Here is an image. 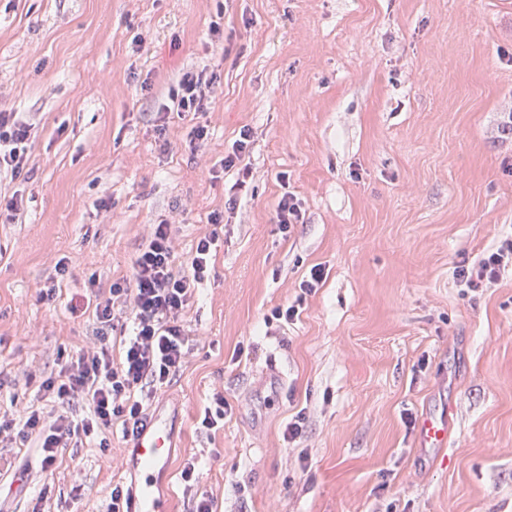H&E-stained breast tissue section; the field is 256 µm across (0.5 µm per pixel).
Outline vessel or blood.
<instances>
[{
  "label": "vessel or blood",
  "mask_w": 512,
  "mask_h": 512,
  "mask_svg": "<svg viewBox=\"0 0 512 512\" xmlns=\"http://www.w3.org/2000/svg\"><path fill=\"white\" fill-rule=\"evenodd\" d=\"M419 436L424 447L442 448L447 443L448 427L444 420L427 417L421 423ZM171 449V428L159 413L151 418L145 431L130 440L127 455L136 474L131 512H169L167 501L157 497L153 487L155 472L168 466Z\"/></svg>",
  "instance_id": "b4317fda"
}]
</instances>
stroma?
<instances>
[{"instance_id": "stroma-1", "label": "stroma", "mask_w": 512, "mask_h": 512, "mask_svg": "<svg viewBox=\"0 0 512 512\" xmlns=\"http://www.w3.org/2000/svg\"><path fill=\"white\" fill-rule=\"evenodd\" d=\"M192 65L219 76L207 111L158 125ZM0 108L35 133L29 180L0 184L24 197L0 223V416L51 411L26 372L84 346L90 274L128 276L183 206L179 259L218 240L185 316L196 346L149 402L172 425L170 512L189 510L190 459L216 512H512V270L475 291L455 275L512 238V0H0ZM244 128L239 190L212 167ZM288 192L304 221L285 235ZM299 297L297 320L266 324ZM217 392L232 411L206 430ZM427 414L446 447H420ZM126 445L116 425L110 450L47 468L0 447V512H107ZM303 223L300 204L291 193L284 194L276 208V224H279L281 232L288 234L295 224Z\"/></svg>"}]
</instances>
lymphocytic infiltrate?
Returning <instances> with one entry per match:
<instances>
[{"label":"lymphocytic infiltrate","instance_id":"f902f5d3","mask_svg":"<svg viewBox=\"0 0 512 512\" xmlns=\"http://www.w3.org/2000/svg\"><path fill=\"white\" fill-rule=\"evenodd\" d=\"M218 79L209 67L183 69L160 114L203 112ZM33 125L16 112L0 109V180L24 179L29 173ZM172 211L151 225L139 248L129 278L109 289L92 290L95 311L90 341L66 358L57 374L43 378L39 392L61 407L60 413L32 411L21 419H0V444L25 445L38 441L43 464L60 452L95 436L100 448L110 446L114 422L124 436L144 429L149 400L158 387L169 384L188 362L193 346L183 317L194 302L195 285L210 272L216 236L200 238L194 252L177 261L171 227L180 223ZM512 267V239L476 264H461L456 276L466 287L478 289L499 279ZM127 332L120 359H113L110 338ZM85 415H78V408Z\"/></svg>","mask_w":512,"mask_h":512}]
</instances>
